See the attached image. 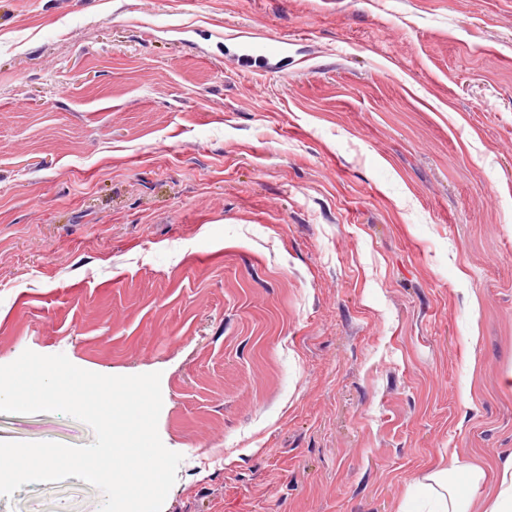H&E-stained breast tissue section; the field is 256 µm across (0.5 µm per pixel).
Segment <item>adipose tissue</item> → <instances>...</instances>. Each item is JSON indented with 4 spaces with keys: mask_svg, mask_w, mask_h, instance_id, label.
Returning <instances> with one entry per match:
<instances>
[{
    "mask_svg": "<svg viewBox=\"0 0 512 512\" xmlns=\"http://www.w3.org/2000/svg\"><path fill=\"white\" fill-rule=\"evenodd\" d=\"M484 479L482 468L458 463L452 468L438 469L422 476L419 491L429 500L430 512H470V489Z\"/></svg>",
    "mask_w": 512,
    "mask_h": 512,
    "instance_id": "1",
    "label": "adipose tissue"
}]
</instances>
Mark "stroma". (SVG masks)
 I'll list each match as a JSON object with an SVG mask.
<instances>
[{
	"label": "stroma",
	"mask_w": 512,
	"mask_h": 512,
	"mask_svg": "<svg viewBox=\"0 0 512 512\" xmlns=\"http://www.w3.org/2000/svg\"><path fill=\"white\" fill-rule=\"evenodd\" d=\"M28 349L160 373L162 512H423L415 478L494 474L512 0H0V365Z\"/></svg>",
	"instance_id": "35a3bbf8"
}]
</instances>
